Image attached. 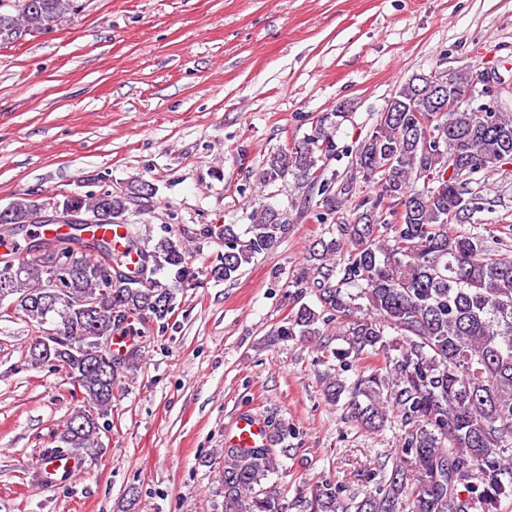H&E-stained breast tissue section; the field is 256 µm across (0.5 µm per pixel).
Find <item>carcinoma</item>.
Masks as SVG:
<instances>
[{
    "label": "carcinoma",
    "instance_id": "carcinoma-1",
    "mask_svg": "<svg viewBox=\"0 0 512 512\" xmlns=\"http://www.w3.org/2000/svg\"><path fill=\"white\" fill-rule=\"evenodd\" d=\"M0 0L1 30L15 22L29 33L48 31L49 20L77 11L76 0ZM423 77L403 86L389 101L392 112L380 114L373 129L356 145V168L375 185L358 204L362 212L337 225L338 236L316 240L313 264L294 284L314 289L317 305L293 296L278 335L319 338L333 322L345 327L348 347L332 352L344 370L364 355L384 354L385 366L358 376L348 387L326 372L328 398L347 395L351 416L376 429L390 405L402 431L401 454L372 494L357 502L344 498L329 480L301 501L306 512H499L512 498V256L490 257L483 235L453 234L448 225L479 209L467 196V178L512 158V114L481 112L466 95L464 75L454 78L459 97L452 112L431 111V99L419 93ZM336 143L325 121L308 138L271 153L261 173L263 184L292 175L315 184L324 195L323 224L338 208L337 193L319 162L334 155ZM453 172H448V166ZM424 180L421 190L412 188ZM130 196L111 197L112 218L126 221ZM22 223L43 222L27 196L8 204ZM238 233L233 224L210 225L206 235L224 240V253L210 269L213 278L230 281L259 256L275 249L288 233V218L260 205ZM63 244L75 253L72 267L51 277L42 260L29 253L0 266V308L38 330L67 321L69 328L53 357L70 385L85 396L76 404L42 459L60 460L74 451L103 450L100 420L112 410V389L137 370L142 350L112 356V376L99 382L93 336L141 335L129 317L146 308L151 322L165 326L178 292L197 284L198 271L189 250L170 235L151 241L129 236V247L150 265L140 288L129 275L107 284L98 274L102 262L121 269L125 255L102 240H88L83 227ZM17 266L15 275L3 271ZM80 294L95 300L91 312L64 306L55 316L33 303L47 291ZM397 355L391 357L389 352ZM367 398L362 404L359 397ZM265 448H224V502L227 512H288L279 495L263 484L284 466L290 448L288 426H268Z\"/></svg>",
    "mask_w": 512,
    "mask_h": 512
}]
</instances>
